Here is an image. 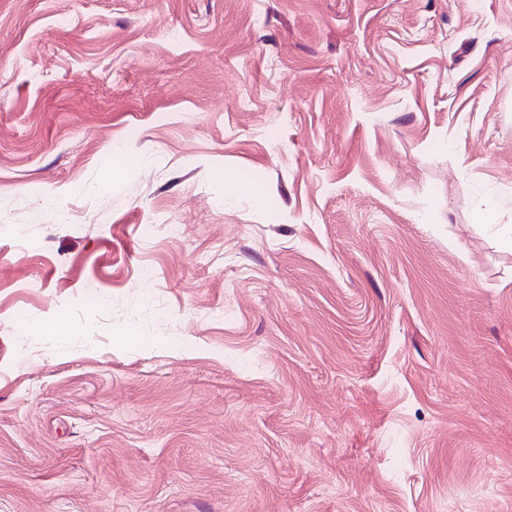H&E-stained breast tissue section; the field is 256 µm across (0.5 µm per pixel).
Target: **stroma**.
Segmentation results:
<instances>
[{
  "mask_svg": "<svg viewBox=\"0 0 512 512\" xmlns=\"http://www.w3.org/2000/svg\"><path fill=\"white\" fill-rule=\"evenodd\" d=\"M0 512H512V0H0Z\"/></svg>",
  "mask_w": 512,
  "mask_h": 512,
  "instance_id": "stroma-1",
  "label": "stroma"
}]
</instances>
